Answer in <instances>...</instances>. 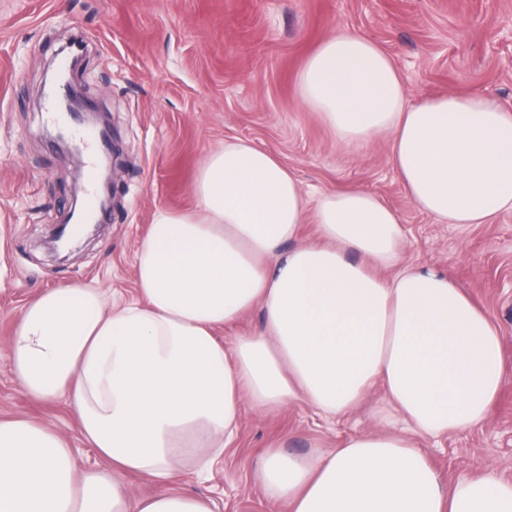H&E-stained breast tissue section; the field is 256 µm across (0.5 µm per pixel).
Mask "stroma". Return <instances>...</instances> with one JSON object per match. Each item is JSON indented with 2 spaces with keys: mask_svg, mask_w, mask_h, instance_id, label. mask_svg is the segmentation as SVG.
<instances>
[{
  "mask_svg": "<svg viewBox=\"0 0 512 512\" xmlns=\"http://www.w3.org/2000/svg\"><path fill=\"white\" fill-rule=\"evenodd\" d=\"M346 31L392 58L410 101L477 94L512 110V0H0V418L41 421L70 443L78 469L104 467L74 408L17 384L8 341L22 305L67 283L134 298L136 250L158 209L194 204L205 156L243 139L282 161L310 194L359 187L396 214L404 260L447 274L495 320L512 371V212L489 224H442L407 197L390 140L341 144L297 94L296 77L329 35ZM71 75L120 144L113 205L98 235L61 262L45 243L74 200L82 151L58 149L42 110L45 70L72 37ZM381 397L331 420L303 403L245 411L235 439L204 474L184 467L181 491L213 512H286L255 480L273 446L329 451L369 426ZM444 481L491 467L512 478V382L479 429L423 438Z\"/></svg>",
  "mask_w": 512,
  "mask_h": 512,
  "instance_id": "35a3bbf8",
  "label": "stroma"
}]
</instances>
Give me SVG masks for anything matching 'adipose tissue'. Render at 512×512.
Returning a JSON list of instances; mask_svg holds the SVG:
<instances>
[{"instance_id":"adipose-tissue-1","label":"adipose tissue","mask_w":512,"mask_h":512,"mask_svg":"<svg viewBox=\"0 0 512 512\" xmlns=\"http://www.w3.org/2000/svg\"><path fill=\"white\" fill-rule=\"evenodd\" d=\"M301 100L348 146L379 135L407 197L448 224L512 211V112L473 94L409 103L389 55L336 32L297 77ZM195 204L158 210L136 251L138 300L74 283L20 309L11 369L30 396L66 400L106 461L77 471L52 427L0 419V512H212L174 489L180 465L223 447L245 410L303 401L327 417L374 387L373 424L310 457L267 452L256 480L287 512H512V480L443 482L418 438L483 425L503 389L499 328L448 276L407 265L396 214L361 188L309 201L271 153L212 151ZM317 226L316 240L299 237ZM262 327L219 341L253 309ZM157 486L140 497L122 479Z\"/></svg>"}]
</instances>
